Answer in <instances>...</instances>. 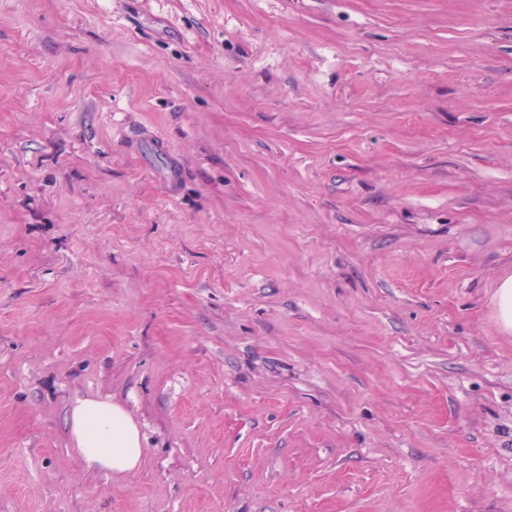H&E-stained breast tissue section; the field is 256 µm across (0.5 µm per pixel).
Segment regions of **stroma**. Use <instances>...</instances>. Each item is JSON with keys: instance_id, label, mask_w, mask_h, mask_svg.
I'll use <instances>...</instances> for the list:
<instances>
[{"instance_id": "1", "label": "stroma", "mask_w": 512, "mask_h": 512, "mask_svg": "<svg viewBox=\"0 0 512 512\" xmlns=\"http://www.w3.org/2000/svg\"><path fill=\"white\" fill-rule=\"evenodd\" d=\"M511 276L512 0H0V512H512ZM499 318L505 328L512 327V277L504 279L498 287ZM66 421L73 448L87 468L122 477L140 468L144 453L141 431L121 404L78 398Z\"/></svg>"}]
</instances>
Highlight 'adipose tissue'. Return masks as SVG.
Here are the masks:
<instances>
[{"instance_id":"1","label":"adipose tissue","mask_w":512,"mask_h":512,"mask_svg":"<svg viewBox=\"0 0 512 512\" xmlns=\"http://www.w3.org/2000/svg\"><path fill=\"white\" fill-rule=\"evenodd\" d=\"M66 421L70 440L87 468L122 477L140 468L141 431L121 404L79 398L71 404Z\"/></svg>"}]
</instances>
